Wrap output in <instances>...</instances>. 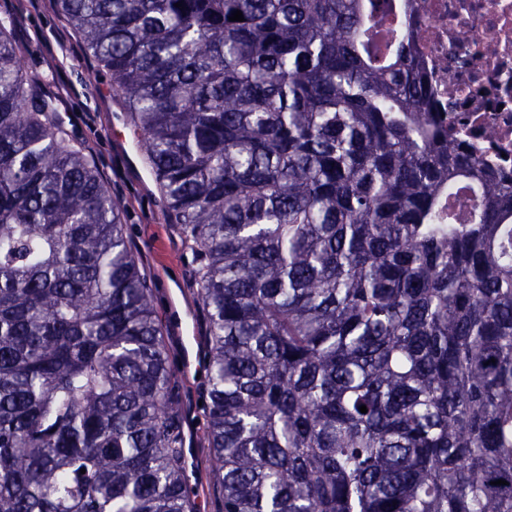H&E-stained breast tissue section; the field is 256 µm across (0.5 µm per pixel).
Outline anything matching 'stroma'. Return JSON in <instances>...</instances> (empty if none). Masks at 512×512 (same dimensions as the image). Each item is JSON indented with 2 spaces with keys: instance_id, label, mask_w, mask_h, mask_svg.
<instances>
[{
  "instance_id": "obj_1",
  "label": "stroma",
  "mask_w": 512,
  "mask_h": 512,
  "mask_svg": "<svg viewBox=\"0 0 512 512\" xmlns=\"http://www.w3.org/2000/svg\"><path fill=\"white\" fill-rule=\"evenodd\" d=\"M17 25L29 49L25 68L43 77L64 107L68 131L96 159L112 194L125 203L123 222L139 265L154 285L170 358L182 380L190 484L199 512H221L211 483L212 452L202 438L199 401L206 383L207 326L192 286L190 256L175 225L165 219L160 188L135 144L121 96L107 84L91 82L92 61L58 6L18 17Z\"/></svg>"
}]
</instances>
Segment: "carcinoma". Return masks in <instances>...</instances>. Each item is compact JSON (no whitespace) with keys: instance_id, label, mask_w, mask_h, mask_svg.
Wrapping results in <instances>:
<instances>
[{"instance_id":"1","label":"carcinoma","mask_w":512,"mask_h":512,"mask_svg":"<svg viewBox=\"0 0 512 512\" xmlns=\"http://www.w3.org/2000/svg\"><path fill=\"white\" fill-rule=\"evenodd\" d=\"M58 2L190 254L224 512H512V178L389 11ZM25 54L0 14V512H198L124 203Z\"/></svg>"}]
</instances>
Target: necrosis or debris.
I'll return each instance as SVG.
<instances>
[{
  "label": "necrosis or debris",
  "mask_w": 512,
  "mask_h": 512,
  "mask_svg": "<svg viewBox=\"0 0 512 512\" xmlns=\"http://www.w3.org/2000/svg\"><path fill=\"white\" fill-rule=\"evenodd\" d=\"M453 139L512 174V0H392ZM493 136H486V126Z\"/></svg>",
  "instance_id": "4bbe7bcc"
}]
</instances>
